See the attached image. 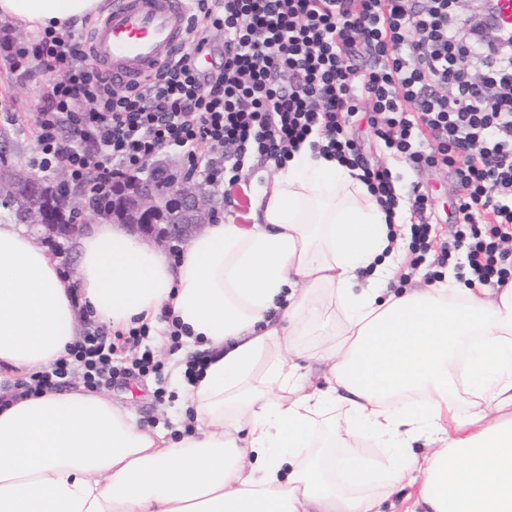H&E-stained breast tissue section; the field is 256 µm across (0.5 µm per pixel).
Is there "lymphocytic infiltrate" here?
I'll return each instance as SVG.
<instances>
[{
  "mask_svg": "<svg viewBox=\"0 0 512 512\" xmlns=\"http://www.w3.org/2000/svg\"><path fill=\"white\" fill-rule=\"evenodd\" d=\"M187 49L143 82L124 87L89 62L82 36L45 31L35 49L0 37V55L34 58L35 71L62 72L35 112L41 172L65 169L91 203L142 171L160 152L206 149V175L232 192L248 158L282 166L297 144L361 170L385 211L398 204L390 168L369 164L360 128L394 156L453 173L459 196L452 242L438 265L466 254L471 284L512 283V50L497 40L481 81L467 72L473 46L455 0H190ZM223 30L216 48L214 30ZM216 63L202 69L204 55ZM368 55L365 68L353 61ZM427 193L415 191L408 266L420 268L433 243ZM147 325L93 329L52 371L23 383L24 395L61 388L81 370L87 388L160 372L143 340ZM139 350L131 363L119 351Z\"/></svg>",
  "mask_w": 512,
  "mask_h": 512,
  "instance_id": "obj_1",
  "label": "lymphocytic infiltrate"
}]
</instances>
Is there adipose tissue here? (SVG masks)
Masks as SVG:
<instances>
[{"label":"adipose tissue","mask_w":512,"mask_h":512,"mask_svg":"<svg viewBox=\"0 0 512 512\" xmlns=\"http://www.w3.org/2000/svg\"><path fill=\"white\" fill-rule=\"evenodd\" d=\"M102 5L0 0V18L59 32ZM255 206L252 227L216 220L175 260L91 223L72 282L0 224L1 372L64 356L83 305L161 344L170 310L210 352L171 433L83 387L0 408V512H381L402 490L410 512H512V287L450 275L382 297L409 209L387 217L358 170L306 142ZM310 353L328 364L323 386L300 363ZM373 440L382 461L362 452Z\"/></svg>","instance_id":"obj_1"}]
</instances>
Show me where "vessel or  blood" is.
Listing matches in <instances>:
<instances>
[{
    "instance_id": "b4317fda",
    "label": "vessel or blood",
    "mask_w": 512,
    "mask_h": 512,
    "mask_svg": "<svg viewBox=\"0 0 512 512\" xmlns=\"http://www.w3.org/2000/svg\"><path fill=\"white\" fill-rule=\"evenodd\" d=\"M188 0H109L86 33L88 56L113 83L143 79L187 45Z\"/></svg>"
}]
</instances>
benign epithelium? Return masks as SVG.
I'll list each match as a JSON object with an SVG mask.
<instances>
[{
	"label": "benign epithelium",
	"mask_w": 512,
	"mask_h": 512,
	"mask_svg": "<svg viewBox=\"0 0 512 512\" xmlns=\"http://www.w3.org/2000/svg\"><path fill=\"white\" fill-rule=\"evenodd\" d=\"M15 204L27 210V223L37 225L36 236L48 239H73L80 237L87 225L68 224L60 232L54 224H47V214L28 197L11 188ZM217 190L202 191L194 180L192 167L177 163L160 162L151 173L130 176L119 188L113 190L112 213L98 214L101 220L126 224L142 238H152L157 243H188L206 224L214 221ZM178 216L169 224H156L154 217L165 212Z\"/></svg>",
	"instance_id": "7a95c632"
}]
</instances>
